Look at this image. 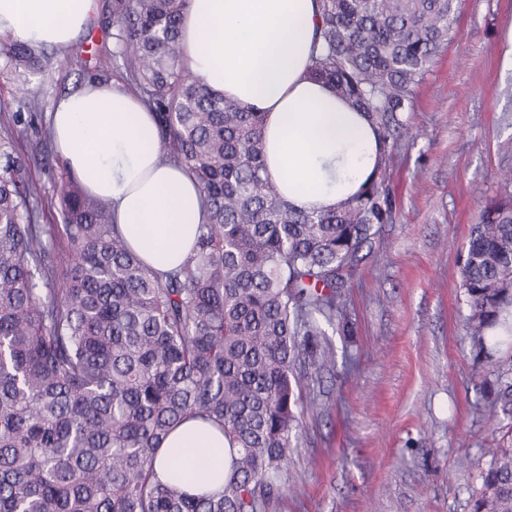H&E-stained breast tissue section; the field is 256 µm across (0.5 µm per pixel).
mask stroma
<instances>
[{
  "instance_id": "obj_1",
  "label": "stroma",
  "mask_w": 512,
  "mask_h": 512,
  "mask_svg": "<svg viewBox=\"0 0 512 512\" xmlns=\"http://www.w3.org/2000/svg\"><path fill=\"white\" fill-rule=\"evenodd\" d=\"M512 0H459L453 38L417 88L407 133L385 183L396 218L384 225L347 290L352 335L333 333L334 368L310 384L292 465L267 512H472L501 431L485 414L497 372L479 362L465 332L459 254L484 206L502 197L512 171V62L504 56ZM119 82L110 30L93 20L76 44L53 52L51 70L33 76L29 107L0 56V126L15 112L16 150L52 205L44 225L61 223L57 200L71 178L49 137L55 101L86 72ZM66 72L58 81L57 72ZM469 456L472 467L457 460Z\"/></svg>"
}]
</instances>
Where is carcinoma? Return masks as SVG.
<instances>
[{"mask_svg":"<svg viewBox=\"0 0 512 512\" xmlns=\"http://www.w3.org/2000/svg\"><path fill=\"white\" fill-rule=\"evenodd\" d=\"M311 75L377 128L375 176L352 200L302 210L263 176V117L197 84L180 52L190 0H110L112 57L156 113L160 162L204 194L206 223L175 270L128 246L109 203L76 182L63 224H37L41 187L0 133V512H264L300 429L304 380L335 365L328 330L351 331L346 291L364 247L394 220L384 173L415 89L448 43L458 0H317ZM17 93L50 62L42 44L0 39ZM64 246H56L57 239ZM465 327L498 369L489 417L512 420V197L471 225L460 257ZM218 428L222 490L207 448L161 445L186 420ZM474 512H512V446L488 449Z\"/></svg>","mask_w":512,"mask_h":512,"instance_id":"obj_1","label":"carcinoma"}]
</instances>
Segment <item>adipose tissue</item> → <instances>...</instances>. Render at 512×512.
I'll return each instance as SVG.
<instances>
[{
	"instance_id": "obj_1",
	"label": "adipose tissue",
	"mask_w": 512,
	"mask_h": 512,
	"mask_svg": "<svg viewBox=\"0 0 512 512\" xmlns=\"http://www.w3.org/2000/svg\"><path fill=\"white\" fill-rule=\"evenodd\" d=\"M95 0H0V35L64 50L89 24ZM316 0H191L182 56L196 81L264 115L265 174L300 209L349 200L374 175L379 137L365 114L309 78ZM55 152L90 194L106 200L129 244L159 270L179 266L207 213L197 183L158 162L156 118L113 83H89L57 99L50 114ZM156 473L171 476V448H213L217 471L192 482L200 494L223 481L224 436L197 420L166 438Z\"/></svg>"
}]
</instances>
